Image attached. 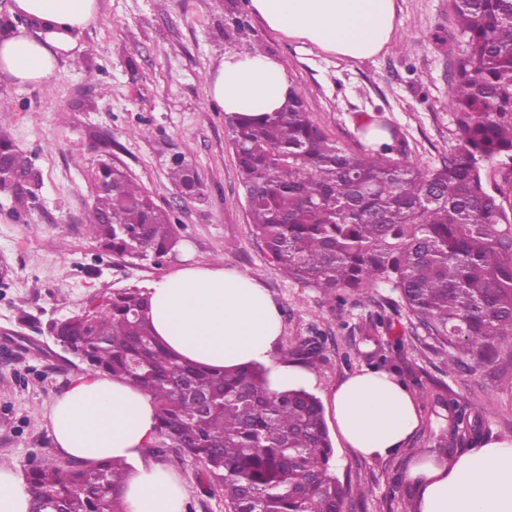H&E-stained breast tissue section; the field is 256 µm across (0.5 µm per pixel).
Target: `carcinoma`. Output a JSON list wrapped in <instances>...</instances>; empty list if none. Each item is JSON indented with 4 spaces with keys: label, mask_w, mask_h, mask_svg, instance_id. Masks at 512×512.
I'll return each instance as SVG.
<instances>
[{
    "label": "carcinoma",
    "mask_w": 512,
    "mask_h": 512,
    "mask_svg": "<svg viewBox=\"0 0 512 512\" xmlns=\"http://www.w3.org/2000/svg\"><path fill=\"white\" fill-rule=\"evenodd\" d=\"M465 46L448 79L457 147L426 171L387 156V144L352 153L288 103L262 120L228 119L230 144L248 196L252 232L278 272L334 297L390 288L413 325L449 354L448 369L485 367L512 351V218L502 188L512 187V0H451ZM0 166L27 178L31 158L0 133ZM88 214L100 244L139 261L175 246L173 225L125 172L104 163ZM186 194L201 193L187 165L170 171ZM148 291L104 292L55 322L53 339L84 365L127 380L156 404L157 433L147 453L196 465L209 498L228 512H343L346 490L331 470L334 448L323 406L299 388L272 392L269 368L250 364L210 372L171 355L153 333ZM323 358L320 337L284 353ZM478 423L451 411L464 440ZM132 466L48 455L24 471L31 512H126L121 490Z\"/></svg>",
    "instance_id": "obj_1"
}]
</instances>
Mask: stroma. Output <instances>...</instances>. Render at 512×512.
Wrapping results in <instances>:
<instances>
[{
	"label": "stroma",
	"instance_id": "obj_1",
	"mask_svg": "<svg viewBox=\"0 0 512 512\" xmlns=\"http://www.w3.org/2000/svg\"><path fill=\"white\" fill-rule=\"evenodd\" d=\"M97 20L63 54L44 84L0 73V130L30 155L42 176L22 210L0 194V466L25 470L54 453L47 413L86 367L58 347L51 322L79 313L104 291L150 288L189 265L220 263L261 280L281 313L278 351L322 334L316 396L366 368L395 371L416 396L422 425L408 448L386 458L335 451L348 488L346 512H402L413 493L403 480L415 448L453 456L444 395L479 420L484 439L512 438V355L489 367L449 371L433 341L411 324L398 295L375 288L357 298L324 296L281 276L252 234L224 112L205 78L225 52L261 49L279 60L303 93L309 118L346 150L365 142L361 126L386 125L392 159L440 166L456 144L448 79L463 47L450 0H395L397 38L369 59L352 60L269 28L250 0H100ZM199 176L195 200L169 180L172 157ZM109 159L169 214L179 243L153 261L102 250L86 221L96 193L91 173ZM186 512H225L200 493L196 467L169 455Z\"/></svg>",
	"mask_w": 512,
	"mask_h": 512
}]
</instances>
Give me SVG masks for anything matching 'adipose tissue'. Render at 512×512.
<instances>
[{
  "label": "adipose tissue",
  "instance_id": "obj_1",
  "mask_svg": "<svg viewBox=\"0 0 512 512\" xmlns=\"http://www.w3.org/2000/svg\"><path fill=\"white\" fill-rule=\"evenodd\" d=\"M251 6L272 30L352 60L377 55L397 32L395 0H251ZM11 12L40 29L0 36V72L39 83L54 74L60 54L76 47L99 8L98 0H13ZM207 87L225 114L261 118L283 108L292 83L276 59L229 51ZM149 299L155 335L183 360L209 370L269 366L268 386L275 392L315 387L311 369L274 360L280 311L256 278L219 264L191 266L154 284ZM326 402L332 427L355 456L394 454L420 427L415 396L382 369L350 375ZM48 418L64 457L132 464L123 490L127 512H183L185 495L175 475L142 461L157 427L149 394L124 379L89 372L72 381ZM405 481L417 512H512V438L485 440L448 459L415 457Z\"/></svg>",
  "mask_w": 512,
  "mask_h": 512
}]
</instances>
